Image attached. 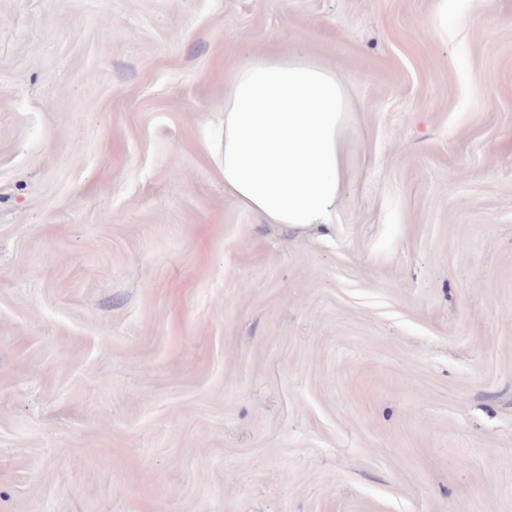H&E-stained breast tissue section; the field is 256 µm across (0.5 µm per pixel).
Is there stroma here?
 Here are the masks:
<instances>
[{
  "instance_id": "stroma-1",
  "label": "stroma",
  "mask_w": 512,
  "mask_h": 512,
  "mask_svg": "<svg viewBox=\"0 0 512 512\" xmlns=\"http://www.w3.org/2000/svg\"><path fill=\"white\" fill-rule=\"evenodd\" d=\"M298 46L304 233L209 149ZM0 512H512V0H0ZM348 109L336 72L302 51L240 63L211 148L224 191L267 224H333L350 163Z\"/></svg>"
}]
</instances>
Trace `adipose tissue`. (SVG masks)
<instances>
[{"mask_svg": "<svg viewBox=\"0 0 512 512\" xmlns=\"http://www.w3.org/2000/svg\"><path fill=\"white\" fill-rule=\"evenodd\" d=\"M348 109L335 71L304 52L237 65L211 148L225 192L269 224L332 223L350 163Z\"/></svg>", "mask_w": 512, "mask_h": 512, "instance_id": "adipose-tissue-1", "label": "adipose tissue"}]
</instances>
